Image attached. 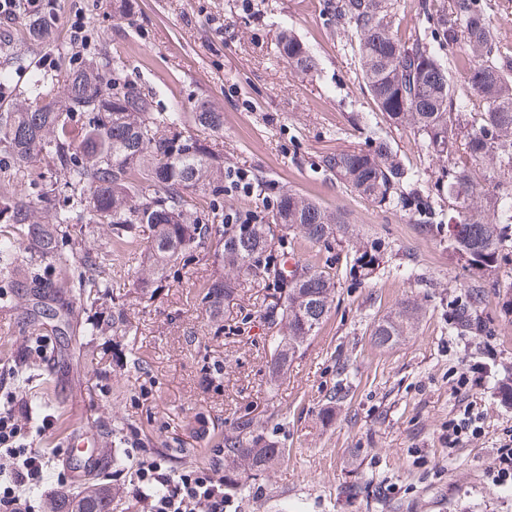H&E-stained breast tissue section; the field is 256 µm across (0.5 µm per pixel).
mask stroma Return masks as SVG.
<instances>
[{"label": "stroma", "mask_w": 512, "mask_h": 512, "mask_svg": "<svg viewBox=\"0 0 512 512\" xmlns=\"http://www.w3.org/2000/svg\"><path fill=\"white\" fill-rule=\"evenodd\" d=\"M52 11L48 44L29 39L25 12L0 23V70L10 74L0 112L29 97L36 77L63 99L69 70L104 56L122 81L149 93L154 111L185 113L187 131L201 103H219L225 169L344 211L349 225L319 244L289 234L272 247L337 273L326 320L273 392L259 319L264 288L214 318L193 299L214 271L209 256L169 267L150 298L133 283L147 262L145 242L116 247L105 226L84 237L80 250L112 257L126 335H73L60 349L24 335L17 310L0 311V405L23 412L45 388L54 403L20 437L44 454L42 495L65 481L54 457L71 434L91 433L103 449L119 426L127 440L125 470L74 485L81 493L102 481L130 485L145 456L164 457L175 471L223 462L224 430L249 408L260 434L287 456L244 474L234 512H512V483L493 474L496 450L512 436V403L501 392L512 380V322L492 295L482 313L491 335L452 330L448 314L467 298V271L408 212L350 193L321 168V155L363 147L353 121L373 110L325 0H139L125 19L114 17L112 0H52ZM284 28L316 53L317 72L289 67L278 47ZM367 248L378 250L379 266L355 269L356 252ZM408 304L419 308L413 326L396 344L376 346L373 327ZM21 354L41 360L49 384H15L11 365ZM474 363L485 367L483 385L459 387ZM340 382L348 392L324 418ZM466 411L482 431L449 447L448 422Z\"/></svg>", "instance_id": "1"}]
</instances>
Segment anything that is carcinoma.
<instances>
[{"instance_id":"carcinoma-1","label":"carcinoma","mask_w":512,"mask_h":512,"mask_svg":"<svg viewBox=\"0 0 512 512\" xmlns=\"http://www.w3.org/2000/svg\"><path fill=\"white\" fill-rule=\"evenodd\" d=\"M327 9L351 32L348 45L377 121L365 116L356 125L368 149L325 154L321 168L346 190L400 206L423 232L448 241L471 274L468 300L451 312L452 328L485 330L478 310L490 288L498 290L502 316L512 319V282L498 276L512 252V45L496 24L498 10L492 0H419L422 25L405 36L393 20L394 0H327ZM279 47L293 70H318L316 54L285 30ZM108 64L95 59L68 73L63 100L44 98L36 77L32 97L0 112V178L21 176L27 187L0 194V308L20 293L29 297L20 312L25 333L68 335L87 289L116 288L111 259L74 255V235L108 224L116 242L132 244L147 226L151 263L141 287L159 288L169 265L202 251L216 268L197 299L211 313L238 295L243 276L284 298L261 313L271 330L269 382L277 385L285 363L328 316L336 281L309 263L284 279L274 240L297 230L312 244L326 241L345 227L347 214L288 189L259 217L224 213V155L208 136L221 129L224 113L201 106L193 116L199 133L192 134L181 113L152 111V100L112 77ZM402 126L421 138L426 157L446 163L435 199L415 191L423 169L399 158L388 128ZM37 205L42 223L34 221ZM416 314L407 304L378 324V344L396 342ZM258 424L246 410L224 431V491L231 495L244 487L240 466L262 471L285 453L275 441L259 443ZM111 501L109 488L78 500L63 488L50 508L109 512Z\"/></svg>"}]
</instances>
